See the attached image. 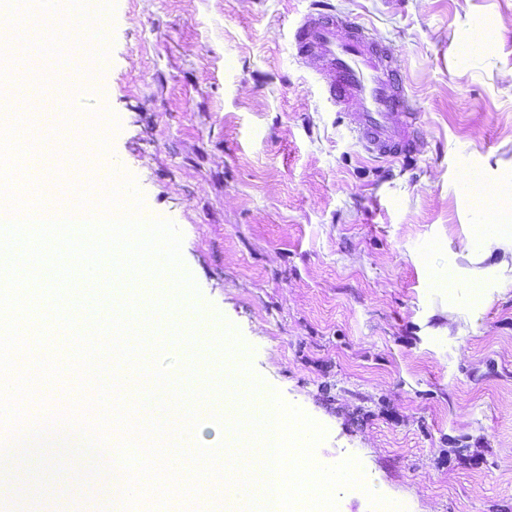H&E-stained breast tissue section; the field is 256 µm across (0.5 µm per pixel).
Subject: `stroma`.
Instances as JSON below:
<instances>
[{"label":"stroma","instance_id":"obj_1","mask_svg":"<svg viewBox=\"0 0 512 512\" xmlns=\"http://www.w3.org/2000/svg\"><path fill=\"white\" fill-rule=\"evenodd\" d=\"M312 0H84L105 40L74 46L97 82L78 97L97 149L129 173L143 207L172 220L210 321L205 346L169 350L174 380L206 377L236 411L279 392L327 430L315 455L358 459L365 488L338 512H512V0H329L402 59L420 123L414 162L368 156L295 59L293 23ZM479 32V50L467 42ZM85 156L19 178L54 206ZM241 352V376L224 358ZM122 438L95 474L38 483L29 512H125L104 496Z\"/></svg>","mask_w":512,"mask_h":512}]
</instances>
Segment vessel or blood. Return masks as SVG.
I'll list each match as a JSON object with an SVG mask.
<instances>
[{"mask_svg":"<svg viewBox=\"0 0 512 512\" xmlns=\"http://www.w3.org/2000/svg\"><path fill=\"white\" fill-rule=\"evenodd\" d=\"M291 36L298 61L316 75L368 154L405 162L420 154V117L393 49L372 40L355 17L329 6L303 14ZM27 444L24 429L0 437V466H11L16 449Z\"/></svg>","mask_w":512,"mask_h":512,"instance_id":"obj_1","label":"vessel or blood"}]
</instances>
